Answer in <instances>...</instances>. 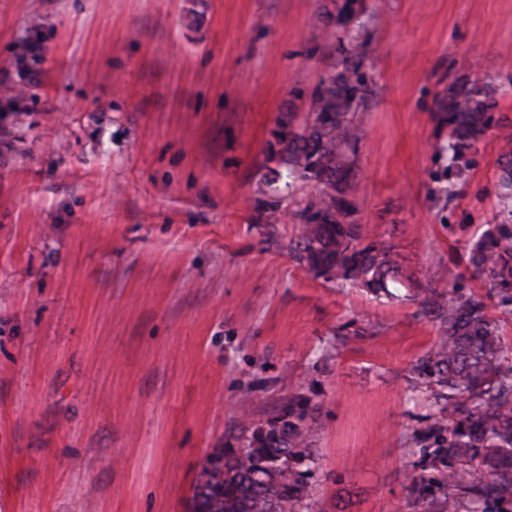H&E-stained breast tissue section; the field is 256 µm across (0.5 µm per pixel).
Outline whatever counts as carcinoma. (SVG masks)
Instances as JSON below:
<instances>
[{"instance_id": "obj_1", "label": "carcinoma", "mask_w": 512, "mask_h": 512, "mask_svg": "<svg viewBox=\"0 0 512 512\" xmlns=\"http://www.w3.org/2000/svg\"><path fill=\"white\" fill-rule=\"evenodd\" d=\"M364 0H344L338 12L343 36L339 57L311 90L307 116L282 114L267 142L270 160L286 165L288 182L313 186L296 209L281 196L256 200L258 219L298 224L295 251L317 277L392 294L401 265L392 248L362 242L358 208L349 199L358 147L365 135V102L371 93L365 68L367 42L348 25ZM495 99L484 86L448 87L439 113L448 127V173L461 176L467 153L477 149L493 122ZM499 185L504 207L512 201V149L502 155ZM453 274L451 291L421 288V315L440 320V334L413 364V371L439 387L440 405L430 424L412 431L409 444L420 460L406 473L414 512H479L468 503L512 507V347L492 312L512 315V225L486 224ZM476 280L486 293L465 290ZM310 400L292 396L277 415L254 429L241 448H217L198 475L192 512H311L315 487Z\"/></svg>"}]
</instances>
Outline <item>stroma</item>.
Segmentation results:
<instances>
[{
	"mask_svg": "<svg viewBox=\"0 0 512 512\" xmlns=\"http://www.w3.org/2000/svg\"><path fill=\"white\" fill-rule=\"evenodd\" d=\"M351 196L421 285L504 211L512 0H365ZM331 0H0V512H191L202 459L308 397L315 512H412L418 302L315 276L266 224L267 142L328 70ZM38 56L19 75L15 51ZM500 86L462 178L435 118ZM248 402H241L242 394Z\"/></svg>",
	"mask_w": 512,
	"mask_h": 512,
	"instance_id": "35a3bbf8",
	"label": "stroma"
}]
</instances>
